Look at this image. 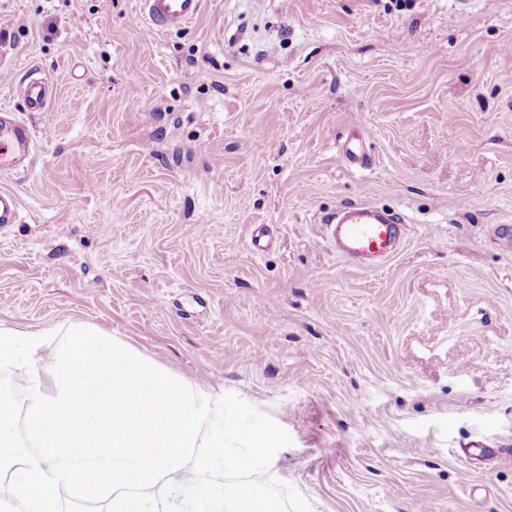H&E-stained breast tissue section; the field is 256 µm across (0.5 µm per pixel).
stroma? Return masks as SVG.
Listing matches in <instances>:
<instances>
[{"instance_id":"obj_1","label":"stroma","mask_w":512,"mask_h":512,"mask_svg":"<svg viewBox=\"0 0 512 512\" xmlns=\"http://www.w3.org/2000/svg\"><path fill=\"white\" fill-rule=\"evenodd\" d=\"M136 7L0 0V111L35 133L0 173V323L239 395L318 512H512V0H203L166 34ZM354 202L407 224L368 269L321 224ZM49 87L47 79L26 76L18 85V93L29 111L42 112L52 98ZM369 140V132L365 129L354 133L352 141L343 150V157L350 168L363 169L370 165V157L365 149Z\"/></svg>"}]
</instances>
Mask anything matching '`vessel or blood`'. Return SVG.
<instances>
[{"label":"vessel or blood","mask_w":512,"mask_h":512,"mask_svg":"<svg viewBox=\"0 0 512 512\" xmlns=\"http://www.w3.org/2000/svg\"><path fill=\"white\" fill-rule=\"evenodd\" d=\"M202 0H139V17L161 33L187 27L199 15ZM18 93L29 111L46 109L51 100L49 82L44 78L25 77ZM367 130L356 131L344 148L346 164L354 169L369 166ZM34 142L31 128L16 118L0 117V172L13 170L29 157ZM323 224L337 253L352 263L391 258L402 244L406 227L400 220L382 213L369 204L357 203L326 215Z\"/></svg>","instance_id":"b4317fda"}]
</instances>
